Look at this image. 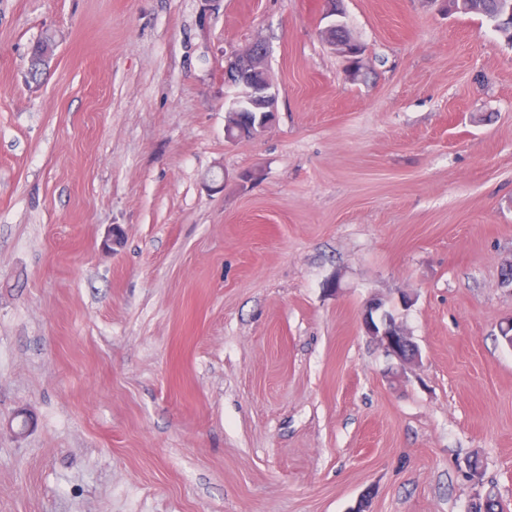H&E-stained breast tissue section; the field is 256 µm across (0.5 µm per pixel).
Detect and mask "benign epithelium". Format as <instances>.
Wrapping results in <instances>:
<instances>
[{
    "label": "benign epithelium",
    "instance_id": "benign-epithelium-1",
    "mask_svg": "<svg viewBox=\"0 0 512 512\" xmlns=\"http://www.w3.org/2000/svg\"><path fill=\"white\" fill-rule=\"evenodd\" d=\"M267 50L260 44L252 45L235 54L224 68V80L236 89L228 111L275 112L276 96L266 65ZM382 308L378 302L370 303L362 315L365 333L374 339L386 355L394 360L391 378L401 380L406 370L419 363L421 353L413 337L399 327L393 335L386 328L375 326L370 315Z\"/></svg>",
    "mask_w": 512,
    "mask_h": 512
}]
</instances>
